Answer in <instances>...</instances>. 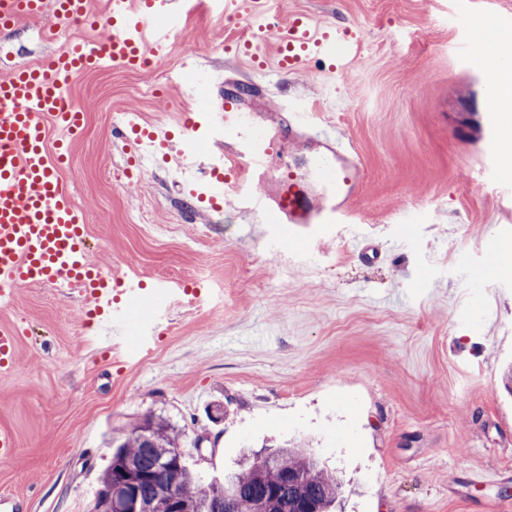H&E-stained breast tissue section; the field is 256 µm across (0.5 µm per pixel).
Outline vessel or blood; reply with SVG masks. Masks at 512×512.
<instances>
[{
	"instance_id": "1",
	"label": "vessel or blood",
	"mask_w": 512,
	"mask_h": 512,
	"mask_svg": "<svg viewBox=\"0 0 512 512\" xmlns=\"http://www.w3.org/2000/svg\"><path fill=\"white\" fill-rule=\"evenodd\" d=\"M53 5L63 22L90 15V0H0V30L11 29L17 16L38 15ZM191 10L189 0H107L99 25L109 29L104 40L77 43L35 64L15 68L0 78V304L13 301L17 288L46 284L77 292L86 306L89 325L112 326L101 337L104 348L121 334L128 316L121 296L143 303L149 296L138 282L117 291L110 273L89 259L82 211L69 185L60 177L72 158V139L84 122L83 109L66 105L62 89L76 73L97 68L102 60L127 71H143L162 56L173 33ZM275 58L267 60L253 42L244 41V53L255 70L275 67L283 73L301 71L308 59L321 56L344 62L353 53L346 33L299 14L288 23H273ZM262 99L252 82L228 81L217 96L190 109L184 119V137L178 153L182 185L207 189L210 200L233 198L239 210L256 214L270 224L312 225L323 232L349 223L350 203L364 177L362 162L351 143L318 126H305L301 115L280 117L289 135L306 134L318 153L315 174L324 194L315 198L300 178L271 180V160L280 155L284 141L268 137L249 120L253 105ZM487 159L498 169L499 147L506 113L490 101L484 117ZM57 125L66 138L49 143V127ZM132 137L136 162L166 147L170 133L163 126H141L137 117H125L119 128ZM19 332L0 326V372L13 366Z\"/></svg>"
}]
</instances>
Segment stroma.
<instances>
[{
  "instance_id": "1",
  "label": "stroma",
  "mask_w": 512,
  "mask_h": 512,
  "mask_svg": "<svg viewBox=\"0 0 512 512\" xmlns=\"http://www.w3.org/2000/svg\"><path fill=\"white\" fill-rule=\"evenodd\" d=\"M269 3L278 20L347 29L357 53L334 69L314 57L292 75L257 72L224 51L256 31L247 6L229 19L202 5L155 69L72 77L86 124L62 177L90 259L166 290L130 311L108 354L77 295L29 285L0 307V325L21 330L16 367L0 373V429L18 448L0 460V494L27 512H91L107 434L154 412L185 429L206 481L243 449L301 444L347 487L338 512H512V194L484 169L492 89L469 53L512 39V0ZM487 13L506 24L485 27ZM106 35L45 12L0 33V77ZM184 65L213 92L253 80L271 109L349 140L365 170L352 223L281 234L229 201L190 216L176 139L124 177L134 147L115 123L134 112L180 131L196 102L175 80ZM481 470L498 483H477Z\"/></svg>"
}]
</instances>
